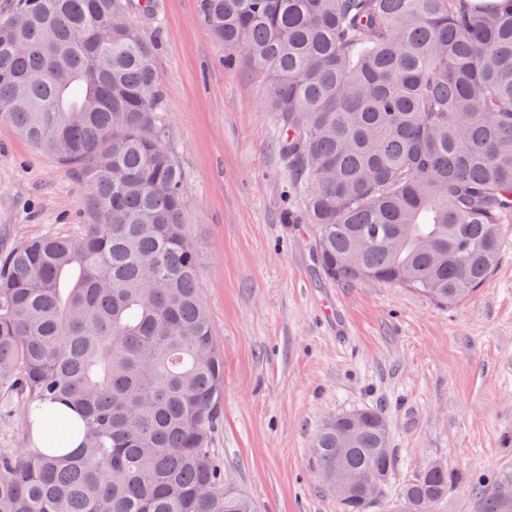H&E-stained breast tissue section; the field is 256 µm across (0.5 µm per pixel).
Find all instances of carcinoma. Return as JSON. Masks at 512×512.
<instances>
[{"label":"carcinoma","mask_w":512,"mask_h":512,"mask_svg":"<svg viewBox=\"0 0 512 512\" xmlns=\"http://www.w3.org/2000/svg\"><path fill=\"white\" fill-rule=\"evenodd\" d=\"M224 64L269 82L332 281L413 288L456 306L490 279L512 224V0H200ZM152 0H16L0 19V117L84 185L91 223L0 255V410L59 402L80 450L0 448V512H255L210 448L224 360L198 295L200 258L146 30ZM394 460L379 411L325 421L336 468ZM478 482L481 512H502ZM455 482H408L431 512ZM344 512H366L358 491Z\"/></svg>","instance_id":"1"}]
</instances>
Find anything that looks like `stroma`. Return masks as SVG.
Segmentation results:
<instances>
[{
    "mask_svg": "<svg viewBox=\"0 0 512 512\" xmlns=\"http://www.w3.org/2000/svg\"><path fill=\"white\" fill-rule=\"evenodd\" d=\"M155 65L224 359L211 446L256 512H342L313 458L331 416L381 410L393 472L369 512H402L429 465L461 475L436 512H480L475 483L512 476V224L493 275L444 308L412 289L325 279L268 87L208 34L199 0H154ZM82 185L0 119V252L85 223Z\"/></svg>",
    "mask_w": 512,
    "mask_h": 512,
    "instance_id": "stroma-1",
    "label": "stroma"
}]
</instances>
